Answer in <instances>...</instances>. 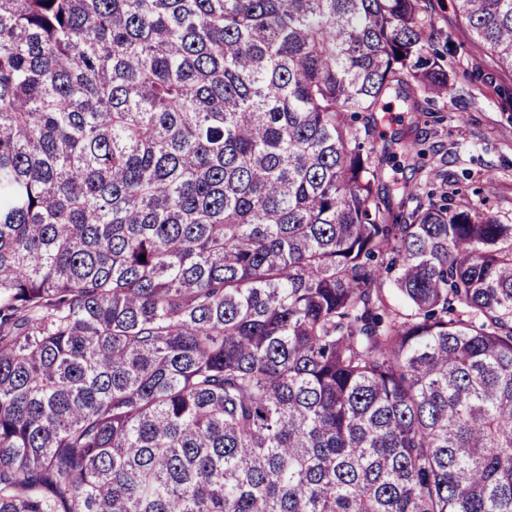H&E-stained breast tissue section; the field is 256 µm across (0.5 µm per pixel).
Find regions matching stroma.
<instances>
[{
	"instance_id": "1",
	"label": "stroma",
	"mask_w": 512,
	"mask_h": 512,
	"mask_svg": "<svg viewBox=\"0 0 512 512\" xmlns=\"http://www.w3.org/2000/svg\"><path fill=\"white\" fill-rule=\"evenodd\" d=\"M432 23L440 47H457L447 55L457 93L434 105L439 116L435 122L417 121L415 113L397 100L378 113L369 143L378 149L390 146L398 159L397 164L384 165L381 188L395 194L419 183L421 176L403 144L424 139L440 145L438 167L450 177L446 183L435 181V192L457 185L460 199L485 200L501 223L512 224V73L470 47L469 31L452 0H439Z\"/></svg>"
}]
</instances>
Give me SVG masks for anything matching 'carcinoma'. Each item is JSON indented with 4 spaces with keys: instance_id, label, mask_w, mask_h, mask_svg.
Masks as SVG:
<instances>
[{
    "instance_id": "cac0c4a2",
    "label": "carcinoma",
    "mask_w": 512,
    "mask_h": 512,
    "mask_svg": "<svg viewBox=\"0 0 512 512\" xmlns=\"http://www.w3.org/2000/svg\"><path fill=\"white\" fill-rule=\"evenodd\" d=\"M433 11L0 0V512H512V224L361 145Z\"/></svg>"
}]
</instances>
